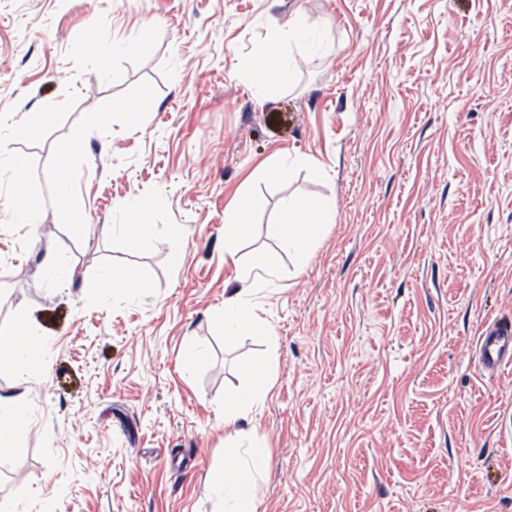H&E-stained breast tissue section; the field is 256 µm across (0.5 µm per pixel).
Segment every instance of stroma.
Here are the masks:
<instances>
[{"label":"stroma","instance_id":"stroma-1","mask_svg":"<svg viewBox=\"0 0 512 512\" xmlns=\"http://www.w3.org/2000/svg\"><path fill=\"white\" fill-rule=\"evenodd\" d=\"M296 14L319 44L260 92L240 63ZM143 81L156 95L139 130L84 141L83 239L50 205L37 233L0 229V327L28 322L44 342L27 381L0 366V394L24 383L31 420L0 446V497L20 512H224L208 480L224 390L265 362L264 512H512V364L491 375L477 354L512 318V0H0V111L24 119L69 82L78 94L41 142L13 143L38 170ZM282 155L289 180L255 177ZM245 191L267 206L247 216L243 260L268 246L282 195L336 199L308 265L283 260L247 296L273 350L222 333L242 287L224 218ZM116 224L149 225L152 244ZM55 254L73 281L46 278ZM112 266L137 287L96 288Z\"/></svg>","mask_w":512,"mask_h":512}]
</instances>
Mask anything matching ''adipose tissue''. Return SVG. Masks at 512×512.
Returning <instances> with one entry per match:
<instances>
[{
  "instance_id": "adipose-tissue-1",
  "label": "adipose tissue",
  "mask_w": 512,
  "mask_h": 512,
  "mask_svg": "<svg viewBox=\"0 0 512 512\" xmlns=\"http://www.w3.org/2000/svg\"><path fill=\"white\" fill-rule=\"evenodd\" d=\"M310 30L303 19H289L267 46L264 56L275 63L281 79H289L291 73V61L284 56V48L304 44ZM262 206L260 197L246 195L228 212L224 224L225 260H235L239 243L252 231L246 220L247 211ZM279 211V220L267 227L268 236L276 243L275 249L253 254L240 269L242 282H264L278 277L281 258L285 255L293 258L295 266H306L324 230L335 221L336 202L324 197L310 209L302 199L288 195L281 198ZM222 328L228 341L257 335L265 337L269 345L277 343L274 330L258 315L256 305L239 296L225 299ZM41 344L37 330L30 325L0 327V362L25 371L32 351ZM241 376L242 383L230 388L224 397V466L209 475L210 483L223 498L224 512H258L260 502L255 485L270 462L269 447L253 443L249 431L241 428L240 423L263 406L274 385L273 379L262 367L244 368Z\"/></svg>"
}]
</instances>
